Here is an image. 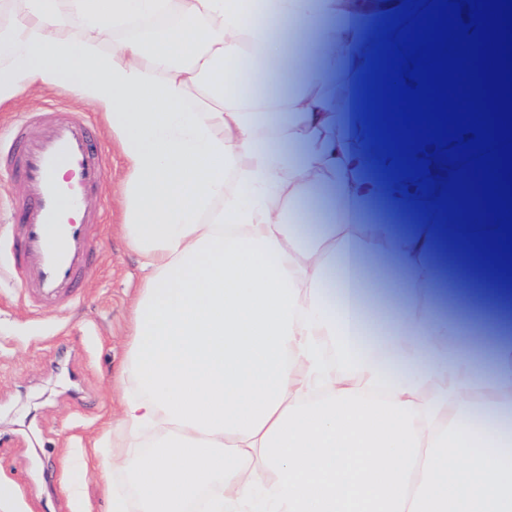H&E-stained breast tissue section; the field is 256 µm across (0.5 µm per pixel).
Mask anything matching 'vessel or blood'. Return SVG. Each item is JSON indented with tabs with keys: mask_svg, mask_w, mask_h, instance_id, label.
<instances>
[{
	"mask_svg": "<svg viewBox=\"0 0 512 512\" xmlns=\"http://www.w3.org/2000/svg\"><path fill=\"white\" fill-rule=\"evenodd\" d=\"M9 162L0 174L27 189L0 223L11 227L14 276L22 298L36 310L80 301L77 284L92 261L102 222L86 202L107 167L85 117L62 113L41 120L19 116L5 132Z\"/></svg>",
	"mask_w": 512,
	"mask_h": 512,
	"instance_id": "obj_1",
	"label": "vessel or blood"
}]
</instances>
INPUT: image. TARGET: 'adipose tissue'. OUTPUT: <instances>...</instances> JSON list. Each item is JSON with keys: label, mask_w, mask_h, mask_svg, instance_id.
<instances>
[{"label": "adipose tissue", "mask_w": 512, "mask_h": 512, "mask_svg": "<svg viewBox=\"0 0 512 512\" xmlns=\"http://www.w3.org/2000/svg\"><path fill=\"white\" fill-rule=\"evenodd\" d=\"M402 2L26 0L0 27V104L69 83L127 169L146 274L92 441L108 512H512V306H444L434 220L367 223L426 195L374 177L336 98Z\"/></svg>", "instance_id": "ef3b65f1"}]
</instances>
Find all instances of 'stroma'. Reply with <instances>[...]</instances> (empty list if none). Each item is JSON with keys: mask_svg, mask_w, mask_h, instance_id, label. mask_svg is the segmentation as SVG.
<instances>
[{"mask_svg": "<svg viewBox=\"0 0 512 512\" xmlns=\"http://www.w3.org/2000/svg\"><path fill=\"white\" fill-rule=\"evenodd\" d=\"M50 104L93 122L107 175L90 205L103 210L105 224L80 303L60 311L34 313L19 294L8 252H0V482L14 487L21 512H74L71 482L82 487L84 512H105L100 475L83 454L112 416L141 271L119 231L115 191L125 168L100 111L78 101L70 86L55 85L0 107V127Z\"/></svg>", "mask_w": 512, "mask_h": 512, "instance_id": "1", "label": "stroma"}]
</instances>
